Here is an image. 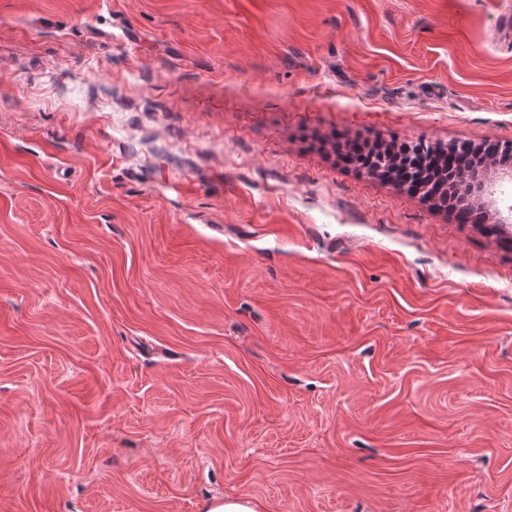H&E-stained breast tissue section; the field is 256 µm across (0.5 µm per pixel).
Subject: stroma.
Listing matches in <instances>:
<instances>
[{"instance_id":"1","label":"stroma","mask_w":512,"mask_h":512,"mask_svg":"<svg viewBox=\"0 0 512 512\" xmlns=\"http://www.w3.org/2000/svg\"><path fill=\"white\" fill-rule=\"evenodd\" d=\"M512 0H0V512H512V223L336 139L512 144ZM258 504L248 496L216 498L205 507V512H258Z\"/></svg>"}]
</instances>
